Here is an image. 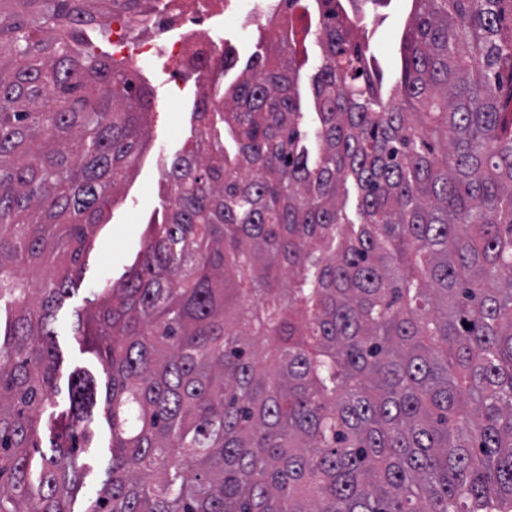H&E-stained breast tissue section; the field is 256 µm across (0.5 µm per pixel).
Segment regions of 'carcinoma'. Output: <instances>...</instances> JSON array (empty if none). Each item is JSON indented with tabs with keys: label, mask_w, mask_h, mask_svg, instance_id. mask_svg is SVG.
<instances>
[{
	"label": "carcinoma",
	"mask_w": 512,
	"mask_h": 512,
	"mask_svg": "<svg viewBox=\"0 0 512 512\" xmlns=\"http://www.w3.org/2000/svg\"><path fill=\"white\" fill-rule=\"evenodd\" d=\"M512 0H410L399 64L347 0L263 39L163 164L73 335L57 312L153 105L99 43L151 0H0V512H512ZM41 275L32 288L29 274ZM49 436L50 453L40 451ZM57 340L62 360L57 378V384L61 389L59 399L67 402L69 375L78 369L88 370L97 375L104 388L105 378L99 361L93 354L84 351L83 343L80 341L79 337L72 336L70 333L60 332V335L57 336ZM109 434L102 435L98 441L100 448H84L85 469L82 473L83 487L78 497L72 504V508L76 512L85 510L87 501L90 497L95 496L96 492L102 486L105 479V471L111 459Z\"/></svg>",
	"instance_id": "1"
}]
</instances>
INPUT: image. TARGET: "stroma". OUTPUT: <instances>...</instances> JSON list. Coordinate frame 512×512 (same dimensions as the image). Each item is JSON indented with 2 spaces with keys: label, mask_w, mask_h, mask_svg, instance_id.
Returning a JSON list of instances; mask_svg holds the SVG:
<instances>
[{
  "label": "stroma",
  "mask_w": 512,
  "mask_h": 512,
  "mask_svg": "<svg viewBox=\"0 0 512 512\" xmlns=\"http://www.w3.org/2000/svg\"><path fill=\"white\" fill-rule=\"evenodd\" d=\"M408 0H392L385 10V20L375 27V49L386 67H395ZM167 58L156 57L142 64L140 77L152 90L155 105L150 115L149 135L139 164L131 170L116 195L108 219L97 231L90 251L82 259V272L74 288L58 312L60 320L72 318L88 307L93 287L119 279L141 248L146 222L158 208L164 185L161 178L163 160L180 151L191 136L193 99L167 98L164 85ZM58 349L62 363L57 384L67 389L70 374L78 369L100 374L101 366L93 354L87 353L79 337L60 333ZM110 437L102 435L97 447L84 452L83 487L72 504L74 512H84L87 501L95 496L111 459Z\"/></svg>",
  "instance_id": "1"
}]
</instances>
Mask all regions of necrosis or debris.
Instances as JSON below:
<instances>
[{
    "instance_id": "necrosis-or-debris-1",
    "label": "necrosis or debris",
    "mask_w": 512,
    "mask_h": 512,
    "mask_svg": "<svg viewBox=\"0 0 512 512\" xmlns=\"http://www.w3.org/2000/svg\"><path fill=\"white\" fill-rule=\"evenodd\" d=\"M226 0H162L145 27L116 21L112 24V44L121 48L132 62H147L165 54L173 66L168 73L170 95L186 88L185 77L201 76L197 92L208 91L210 76L217 70L232 69L238 60L236 46L223 37ZM241 29L256 28L275 33L288 24L284 0H246L236 11Z\"/></svg>"
}]
</instances>
